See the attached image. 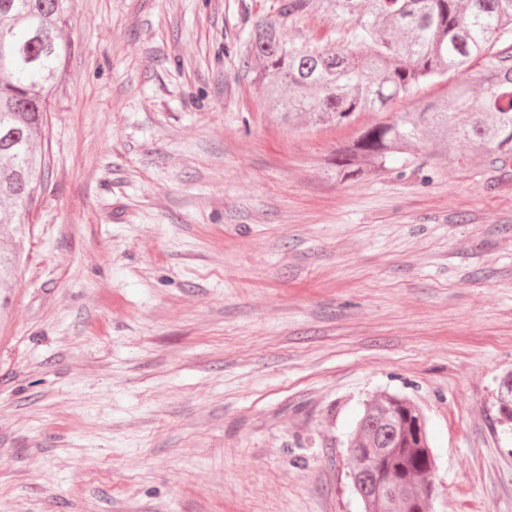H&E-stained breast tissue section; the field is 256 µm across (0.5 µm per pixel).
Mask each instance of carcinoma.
I'll return each instance as SVG.
<instances>
[{
  "label": "carcinoma",
  "mask_w": 512,
  "mask_h": 512,
  "mask_svg": "<svg viewBox=\"0 0 512 512\" xmlns=\"http://www.w3.org/2000/svg\"><path fill=\"white\" fill-rule=\"evenodd\" d=\"M319 13L355 22L351 44L322 50L283 40L282 28ZM68 0H0V234L24 227L38 205L51 161L49 102L63 85L71 48ZM509 46L496 53L497 42ZM488 55L485 69L416 112L363 129L336 151V177H366L430 143L450 165L512 172V0H274L254 24L245 63L272 110L288 126L348 124L383 111L419 85ZM461 143L471 153L458 152ZM20 254L0 251V282ZM499 413L512 421V376ZM350 447L368 463L351 470L364 512H426L434 494L425 418L408 400L383 395L364 404Z\"/></svg>",
  "instance_id": "cac0c4a2"
}]
</instances>
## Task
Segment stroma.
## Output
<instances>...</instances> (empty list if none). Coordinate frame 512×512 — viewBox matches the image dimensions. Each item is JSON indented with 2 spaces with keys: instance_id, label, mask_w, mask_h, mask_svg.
<instances>
[{
  "instance_id": "stroma-1",
  "label": "stroma",
  "mask_w": 512,
  "mask_h": 512,
  "mask_svg": "<svg viewBox=\"0 0 512 512\" xmlns=\"http://www.w3.org/2000/svg\"><path fill=\"white\" fill-rule=\"evenodd\" d=\"M273 0H70L52 167L0 284V512H363L365 400L423 413L429 512H512V175L336 151L244 65ZM314 14L285 40L333 49Z\"/></svg>"
}]
</instances>
